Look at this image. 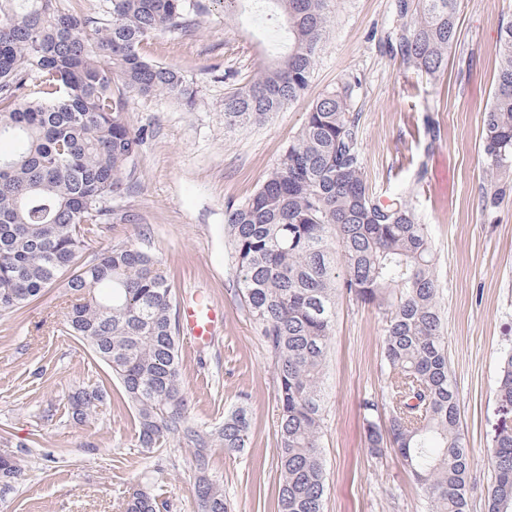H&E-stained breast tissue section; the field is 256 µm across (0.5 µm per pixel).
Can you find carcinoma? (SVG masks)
<instances>
[{
  "label": "carcinoma",
  "mask_w": 512,
  "mask_h": 512,
  "mask_svg": "<svg viewBox=\"0 0 512 512\" xmlns=\"http://www.w3.org/2000/svg\"><path fill=\"white\" fill-rule=\"evenodd\" d=\"M329 0H262L282 18L276 59L224 96V125L261 122L297 100L312 77ZM190 0H111L109 18L70 11L60 0H0V315L65 282L63 326L111 371L135 409L140 444L180 436L194 448L197 512H229L209 473V453L246 447L250 419L237 407L213 425L192 420L180 380L179 321L161 261L134 245L83 255L109 224L107 201L135 173L142 138L125 119L126 97L193 93L174 67L142 53L165 30L194 25ZM400 25L387 37L408 68L437 76L458 31V0H395ZM494 93L483 115L482 155L490 175L484 206L512 184V21L501 28ZM356 84L322 95L262 184L226 213L225 237L240 296L274 361L279 395L278 512H324L321 384L336 323V300L352 296L385 322V419L363 402L365 444L391 448L427 496L429 512H469L471 455L448 370L440 279L429 225L402 192L384 201L363 171ZM105 390L70 396L82 421ZM494 480L486 512H512V351L495 388ZM19 463L0 458V490ZM156 496L129 492L126 512H161Z\"/></svg>",
  "instance_id": "cac0c4a2"
}]
</instances>
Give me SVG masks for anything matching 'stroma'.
Here are the masks:
<instances>
[{
    "label": "stroma",
    "instance_id": "obj_1",
    "mask_svg": "<svg viewBox=\"0 0 512 512\" xmlns=\"http://www.w3.org/2000/svg\"><path fill=\"white\" fill-rule=\"evenodd\" d=\"M393 2L330 0L307 91L262 123L225 126L224 96L268 61L277 27L258 9L248 20L225 15L222 0H200L195 28L164 32L144 48L179 69L193 106L167 95L127 98V123L144 136L136 174L110 200L112 222L86 253L136 244L160 259L176 298L199 292L223 308L210 346L180 340L179 374L197 422L222 421L240 404L250 412L247 448H218L210 457L231 512H277L279 399L272 357L238 294L225 215L254 194L312 104L348 80L359 83L354 107L369 185L384 196L410 191L432 230L448 363L471 454L469 507L485 512L495 383L501 356L512 350V192L482 207L481 131L512 0H461L457 39L434 78L380 47V36L398 24ZM428 116L441 131L433 143ZM62 299L57 286L0 316V455L21 459L13 487L0 491V512H125L133 488L157 495L164 512H196L192 445L172 436L141 447L135 413L108 368L63 331ZM336 312L323 383L324 512H428L402 459L391 450L372 456L364 446L361 404L386 398L382 316L348 296ZM100 384L106 394L96 411L72 420L69 395Z\"/></svg>",
    "mask_w": 512,
    "mask_h": 512
}]
</instances>
